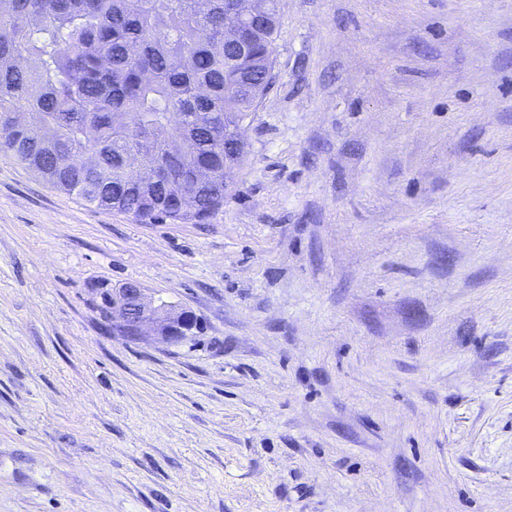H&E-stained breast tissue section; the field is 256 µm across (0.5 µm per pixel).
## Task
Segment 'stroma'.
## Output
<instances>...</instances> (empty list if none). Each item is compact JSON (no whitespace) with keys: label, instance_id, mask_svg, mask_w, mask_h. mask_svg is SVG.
Wrapping results in <instances>:
<instances>
[{"label":"stroma","instance_id":"1","mask_svg":"<svg viewBox=\"0 0 512 512\" xmlns=\"http://www.w3.org/2000/svg\"><path fill=\"white\" fill-rule=\"evenodd\" d=\"M274 73L203 224L0 153V512H512V0H281ZM91 289L100 319L113 335L166 346L180 345L191 338L193 315L154 298L137 284L111 288L109 283H99Z\"/></svg>","mask_w":512,"mask_h":512}]
</instances>
